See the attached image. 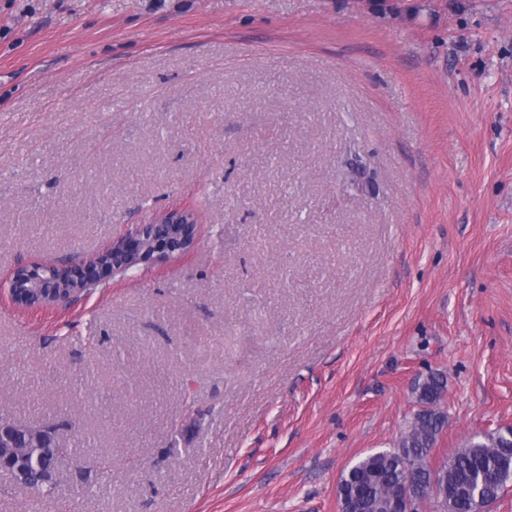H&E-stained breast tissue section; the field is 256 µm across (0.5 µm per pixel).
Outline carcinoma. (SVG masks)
I'll list each match as a JSON object with an SVG mask.
<instances>
[{"instance_id":"obj_1","label":"carcinoma","mask_w":512,"mask_h":512,"mask_svg":"<svg viewBox=\"0 0 512 512\" xmlns=\"http://www.w3.org/2000/svg\"><path fill=\"white\" fill-rule=\"evenodd\" d=\"M446 391L442 374L433 373L421 383L418 401L431 406L428 417H415L408 431L394 448L377 451L358 460L348 473L360 477V492L372 507V512H387L391 501L407 490V476L400 463V456L411 459L416 467L420 484L426 486L431 479V469L426 460L430 458L438 436L445 426L440 412V402ZM31 440L40 444V456H23L0 447V463L12 472H27V483L35 487L59 463L60 454L72 452V447L54 440L51 436L32 433ZM512 467V447L499 448L493 442L471 437L466 446L443 464L448 484H466L473 490L483 491L490 486V479L502 466Z\"/></svg>"}]
</instances>
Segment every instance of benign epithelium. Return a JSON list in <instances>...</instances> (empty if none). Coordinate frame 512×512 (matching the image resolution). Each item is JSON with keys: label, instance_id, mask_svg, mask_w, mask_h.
<instances>
[{"label": "benign epithelium", "instance_id": "7a95c632", "mask_svg": "<svg viewBox=\"0 0 512 512\" xmlns=\"http://www.w3.org/2000/svg\"><path fill=\"white\" fill-rule=\"evenodd\" d=\"M197 234L195 214L173 209L149 224L138 225L89 261L67 266L44 262L15 268L7 279L8 294L18 306H67L105 274L188 253L196 244ZM427 497L435 500L439 512L456 509L455 496L448 494V486L437 479L428 488Z\"/></svg>", "mask_w": 512, "mask_h": 512}]
</instances>
